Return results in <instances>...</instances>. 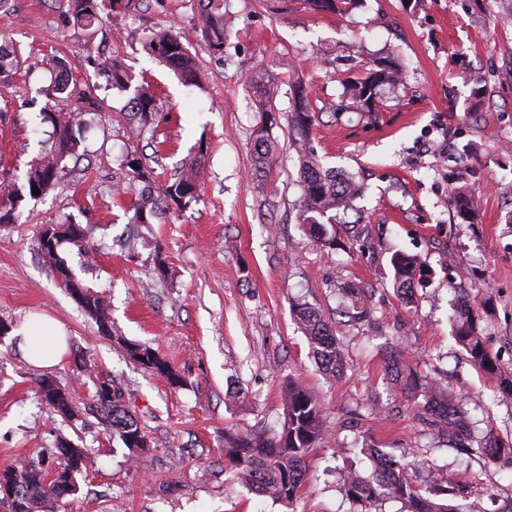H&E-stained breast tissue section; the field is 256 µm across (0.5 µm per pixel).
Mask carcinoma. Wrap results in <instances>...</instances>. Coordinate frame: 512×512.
I'll return each mask as SVG.
<instances>
[{"mask_svg": "<svg viewBox=\"0 0 512 512\" xmlns=\"http://www.w3.org/2000/svg\"><path fill=\"white\" fill-rule=\"evenodd\" d=\"M314 10L336 11L339 5L349 10L356 0H308ZM135 0H68V14L73 23L87 28L102 20L101 12L108 10L119 16L129 11ZM200 20L196 32L207 42L210 49L224 52V3L223 0H199ZM185 33L171 28L152 31L146 37L148 51L173 69L188 85L199 84V75L194 58L185 43ZM52 67L58 69L55 93L68 97L76 94L77 84L65 67V61L54 57ZM20 52L12 41L0 39V77L19 73ZM110 86L119 91L129 88L131 76L124 64L114 58L108 64ZM401 72L389 67L384 70L370 68L367 76L351 81L354 104L362 108L372 107L377 98L379 86L396 84ZM248 81L258 98L262 114L277 110L279 86L275 79L252 74ZM130 111L143 127L153 125L157 111L156 97L149 84L135 88L129 101ZM43 121L51 124L48 144L42 147L40 158L30 164L22 186L13 189L10 207L0 208V224H11L16 219V203L24 195L35 198L32 190L45 194L56 182L59 167L65 156L73 153L80 141L82 129L86 126L83 113L43 112ZM289 129L298 158L301 182V199L297 219L309 226L317 242L327 249H336V233L329 231L322 218L336 210L349 208L356 198L360 185L354 177L339 178L336 170L322 165L317 155L308 147L313 127L319 122L318 115L310 103L306 87L299 80L290 85ZM276 146L270 134L253 136L254 180L256 188L264 191L268 185V174L274 164ZM198 171L197 161L183 167L178 177L161 188L156 187L150 172L136 160L124 163V179L132 185L141 184L133 202V220L149 222L159 205L172 202L180 207L195 199ZM453 208L461 219L473 217L470 199L460 193L452 199ZM86 239L83 229L76 224H56L52 239L40 236V251L49 267L57 273H70L69 267L58 253V246L64 240L81 242ZM395 284L399 295L406 304L413 300L414 274L422 262L415 255L395 252L391 256ZM80 307L92 318L100 332L111 335V325L103 299L90 288H82ZM295 316L308 337L316 362L324 372L336 376L343 371L342 349L329 322L314 308L299 304ZM455 339L468 354L472 364L486 371L494 370L481 337L472 305H463L457 311ZM130 358L141 367L167 379L173 387L183 385L180 375L175 372L159 354L149 346L136 343L125 344ZM51 379L39 381L38 398L41 404L52 408L65 419L75 415L69 395L60 385L50 387ZM94 407L102 416L106 427L118 436L124 447L132 450L137 442L149 446L147 437L137 420L120 401L118 394L112 397H97ZM458 413L453 399L441 393H429L424 403L417 406L416 416L439 428H448V436L455 439L462 450L469 455L495 458L512 445H505L493 431H488L478 446L468 442L464 427L456 421ZM323 407L318 398L305 388L289 381L284 392V420L282 429L271 435L239 436L228 433L224 436L225 452L237 478L252 492L268 496L275 501L292 503L298 496L306 477V459L318 448L323 440ZM360 452L376 461L372 480L364 481L350 472L343 477L345 495L355 503L371 505L386 499H401L407 502L408 512H463L436 499L429 490L412 484L403 475L405 467L393 458L379 456L373 448H362ZM56 453L55 467L45 464L43 457L27 462L21 468L7 466L0 469V485L9 484L18 489L11 512H57L62 500L78 492L77 476L92 465V456L85 448L60 440Z\"/></svg>", "mask_w": 512, "mask_h": 512, "instance_id": "cac0c4a2", "label": "carcinoma"}]
</instances>
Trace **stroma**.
Masks as SVG:
<instances>
[{"label": "stroma", "instance_id": "1", "mask_svg": "<svg viewBox=\"0 0 512 512\" xmlns=\"http://www.w3.org/2000/svg\"><path fill=\"white\" fill-rule=\"evenodd\" d=\"M198 0H138L105 17L96 33L73 26L67 0H0V37L18 46L23 73L0 89V200L23 184L50 130L43 108L77 109L55 97L46 66L65 57L98 112L56 183L16 205L0 224V468L50 454L58 439L93 449L65 512H358L341 485L355 470L371 479L366 445L404 457L420 487L461 486L467 512L512 503V457L461 454L416 417L423 401L406 374L387 371L381 348L457 399L473 439L494 430L512 441V0H358L346 12L314 11L306 0H224V50L195 34ZM176 27L200 83L187 86L145 48L154 30ZM120 57L133 85L157 97L151 128L124 114L130 92L106 87ZM392 61L402 86H382L374 111L350 105L345 86L365 68ZM276 75L278 151L265 194L252 183L251 133L260 120L250 74ZM305 83L319 114L310 139L324 166L353 174L361 193L336 216L335 250L298 224L297 156L288 133L289 83ZM141 160L158 184L184 163L200 164L198 196L150 224L132 223L133 193L116 194L119 161ZM471 195L472 223L448 203ZM79 224L90 252H58L76 279L104 297L112 333H99L41 258V224ZM417 254L425 268L414 304L394 288L390 258ZM367 289L370 321L342 314L338 287ZM475 301L495 373L477 369L452 336L459 292ZM315 307L335 329L347 365L322 372L294 316ZM34 314L58 320L67 350L50 367L30 364L13 330ZM150 346L184 384L146 371L123 345ZM66 387L73 420L36 402L38 382ZM108 378L152 442L134 455L109 433L91 395ZM310 388L324 409L325 442L307 458L292 504L249 492L232 477L228 431L279 428L282 384Z\"/></svg>", "mask_w": 512, "mask_h": 512}]
</instances>
